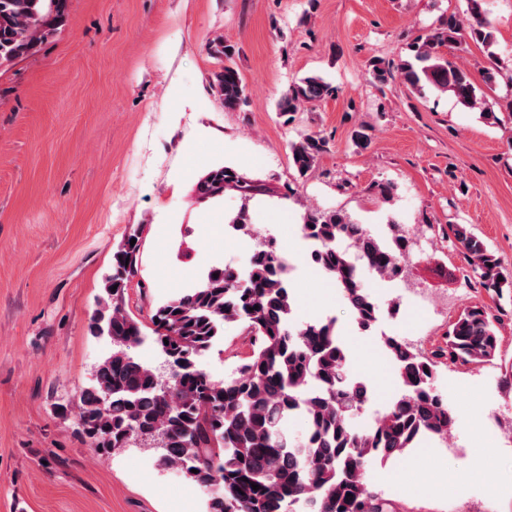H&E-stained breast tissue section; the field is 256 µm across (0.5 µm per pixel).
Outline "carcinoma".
Listing matches in <instances>:
<instances>
[{"label":"carcinoma","mask_w":512,"mask_h":512,"mask_svg":"<svg viewBox=\"0 0 512 512\" xmlns=\"http://www.w3.org/2000/svg\"><path fill=\"white\" fill-rule=\"evenodd\" d=\"M467 16L448 17L443 27L411 45L413 56L398 63L371 61L373 83L400 79L416 91L425 87L451 93L482 118L501 123L484 108L485 93L470 72L440 55L439 48L465 50L481 44L494 55V31L483 0H467ZM67 14V0H0V74L34 55L55 34ZM227 64L214 74L224 109L249 105L246 87L229 64L235 46L219 43ZM333 88L311 75L290 84L278 100L282 116L324 100ZM326 141L304 135L291 143L292 163L307 174L325 151ZM239 193L242 204L229 219L236 233L255 236L249 202L256 186L232 166H216L194 186L201 202L224 192ZM304 238L313 245L309 262L335 280L359 330L368 331L382 314L364 286V275L387 281L404 277L411 253L401 225L375 235L340 210L307 208L301 215ZM144 225L129 228L112 255V274L90 321L94 336L112 339V353L96 366L94 383L74 406L77 433L100 454L115 453L140 435H158V465L181 473L207 491L206 512H396L392 500L367 482L371 459L397 460L426 438L441 437L455 416L435 388L439 367H468L500 356L501 309L475 303L448 324L443 344L418 353L396 336L383 347L398 370L399 394L370 425L356 422L370 400L368 386L347 371V351L336 321L291 322L294 298L276 241H256L245 270L212 266L198 281L158 304L148 320L128 308L137 276ZM448 237L467 261L474 278L491 297L512 301V276L502 274L499 258L468 224L448 225ZM135 244H130L131 239ZM245 324L251 352L233 376L217 382L197 361L224 336V324ZM150 335L165 356L168 372L130 355ZM299 414L305 436L288 438V423ZM260 486L253 490L252 485Z\"/></svg>","instance_id":"1"}]
</instances>
